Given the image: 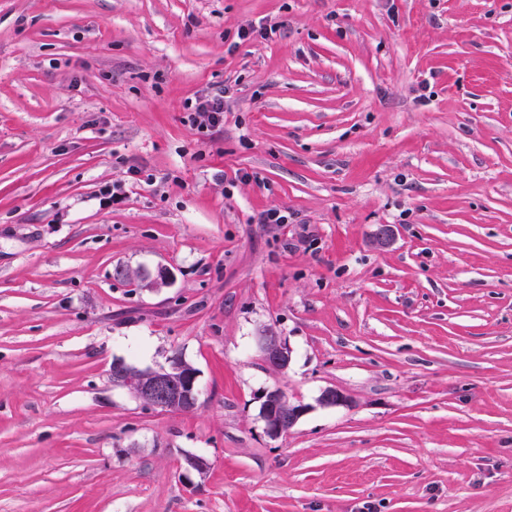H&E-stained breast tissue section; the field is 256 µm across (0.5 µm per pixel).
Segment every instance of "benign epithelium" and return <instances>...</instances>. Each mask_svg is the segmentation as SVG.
I'll list each match as a JSON object with an SVG mask.
<instances>
[{
  "instance_id": "1",
  "label": "benign epithelium",
  "mask_w": 512,
  "mask_h": 512,
  "mask_svg": "<svg viewBox=\"0 0 512 512\" xmlns=\"http://www.w3.org/2000/svg\"><path fill=\"white\" fill-rule=\"evenodd\" d=\"M259 345L265 362L278 370H285L291 363V350L282 337L268 333L259 337ZM112 377H119L138 400L147 406L170 411H182L186 403L197 405V373L194 368L179 358L172 359L170 368L142 370L130 374L126 364H112ZM263 420L268 433L278 437L293 428L306 413L308 406L299 401L288 400L280 390H271L263 395Z\"/></svg>"
}]
</instances>
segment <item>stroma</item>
<instances>
[{"label":"stroma","instance_id":"1","mask_svg":"<svg viewBox=\"0 0 512 512\" xmlns=\"http://www.w3.org/2000/svg\"><path fill=\"white\" fill-rule=\"evenodd\" d=\"M0 512H512V0H0ZM227 89L208 91L207 93L188 98L184 108V122L200 133H213L224 125L225 94ZM259 345L265 362L278 370H286L291 363V350L281 336L268 333L259 337ZM171 362L169 369L142 370L134 375L127 372L125 363L114 362L112 379L122 378L124 387L147 406L170 411L193 410L199 400L197 373L178 357ZM187 402L192 406L184 408ZM264 398V411L261 414L266 429L272 437H278L293 428L306 413L308 406L300 401H290L280 390L267 391Z\"/></svg>","mask_w":512,"mask_h":512}]
</instances>
